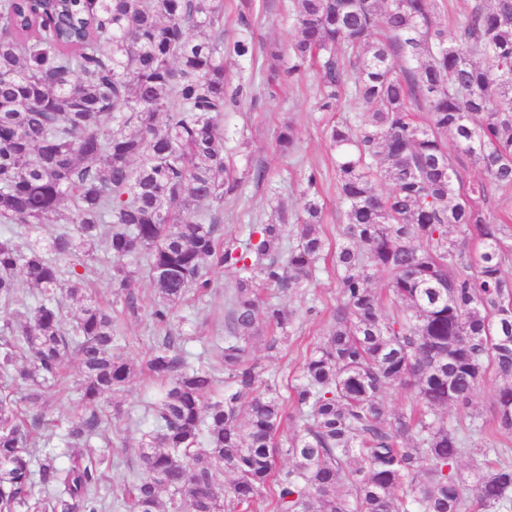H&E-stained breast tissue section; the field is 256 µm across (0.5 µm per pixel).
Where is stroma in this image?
Returning a JSON list of instances; mask_svg holds the SVG:
<instances>
[{
    "instance_id": "obj_1",
    "label": "stroma",
    "mask_w": 512,
    "mask_h": 512,
    "mask_svg": "<svg viewBox=\"0 0 512 512\" xmlns=\"http://www.w3.org/2000/svg\"><path fill=\"white\" fill-rule=\"evenodd\" d=\"M295 35L292 0H224L225 45L229 47L242 38L253 45L251 57L245 59L229 50L224 54L227 82L247 89L246 97L224 114V154L237 170L260 167L266 171L264 182L246 183L236 198L225 201L221 221L225 240L244 238L249 225L267 222L272 208L279 206L289 215L283 237L295 242L300 192L312 172L317 175L323 206L322 232L330 242L342 240L344 208L336 189L327 138L328 128L340 115L320 110L314 74L288 83L274 80L271 71L275 64L287 67ZM288 123L295 130L297 147L294 152L284 153L277 148L275 137ZM111 265V258L98 254L97 273L89 289L97 300L111 307L118 320L116 348L140 365L148 359L159 335L149 315L155 292L146 274L136 276L131 290L139 299L140 309L137 314H128L122 300L113 293ZM211 279L209 293L190 297L177 309L174 320V332L183 337L189 360L196 366L217 364L216 353L224 345L225 312L235 286L234 273L221 267L212 270ZM265 296L292 314L288 343L272 353L264 342H255L250 356L275 373L283 386L293 382L306 352L324 336L340 290L331 262L322 261L313 278L294 292L284 296L270 289ZM80 377L77 358H70L55 396L42 409V423L31 433V447L43 453H61V438L68 425L84 412L78 390ZM496 387L494 377H487L478 386L471 409L451 406L441 411V418L452 427L474 413L480 420H489ZM155 389V380L140 372L123 392L105 398L100 405L102 429L86 451L100 462V490L106 496L127 490L139 468L138 445L144 433L153 429Z\"/></svg>"
}]
</instances>
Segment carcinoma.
I'll use <instances>...</instances> for the list:
<instances>
[{"label":"carcinoma","instance_id":"cac0c4a2","mask_svg":"<svg viewBox=\"0 0 512 512\" xmlns=\"http://www.w3.org/2000/svg\"><path fill=\"white\" fill-rule=\"evenodd\" d=\"M294 2L288 77L314 65L320 108L358 112L327 129L345 205L334 249L313 174L295 243L273 221L239 244L220 233L224 199L266 178L224 160V112L244 96L224 74V0H0V224L62 225L45 245L0 237V512H107L99 461L80 446L134 365L85 288L99 250L132 313L125 260L144 262L166 329L145 364L160 382L155 429L121 508L162 512L166 494L173 512H512V464L486 448L463 473L472 428L439 416L470 407L492 373L495 429L512 434V281L504 225L485 209L490 190H512V0H472L451 34L441 0ZM449 136L486 181L464 182ZM201 203L213 214L198 216ZM326 254L340 298L284 394L248 357L255 338L271 351L288 340V313L263 291L288 294ZM214 266L238 278L224 395L205 412L215 370L190 364L171 323ZM18 274L35 299L24 312ZM377 274L383 296L369 288ZM73 354L85 413L63 437L68 464L36 461L41 416L14 391L42 407ZM401 388L410 408L392 412L387 394Z\"/></svg>","mask_w":512,"mask_h":512}]
</instances>
